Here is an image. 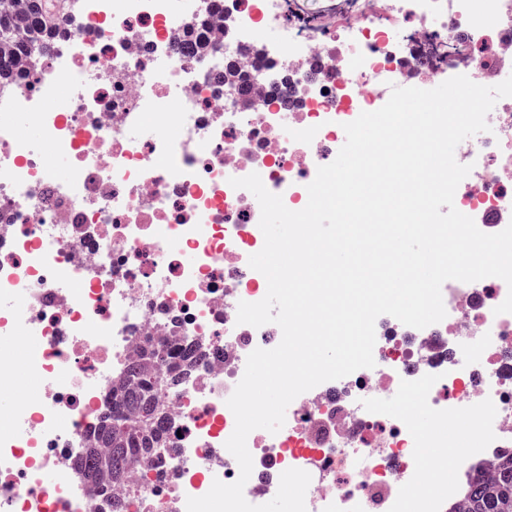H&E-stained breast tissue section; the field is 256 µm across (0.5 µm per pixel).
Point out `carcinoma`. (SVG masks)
<instances>
[{
	"mask_svg": "<svg viewBox=\"0 0 512 512\" xmlns=\"http://www.w3.org/2000/svg\"><path fill=\"white\" fill-rule=\"evenodd\" d=\"M50 0H21V4L0 9V90L10 89L26 59L18 56V46L30 36L43 40V52L78 28L76 0L69 9L51 16ZM145 362L130 369V378L120 386L112 411L103 415L95 442L84 450L79 469L93 484H121L135 458L163 447L168 415L155 393V381L146 364L165 361L163 351L151 339L143 346ZM462 512H512V452L495 464L492 475L479 476L466 487Z\"/></svg>",
	"mask_w": 512,
	"mask_h": 512,
	"instance_id": "1",
	"label": "carcinoma"
}]
</instances>
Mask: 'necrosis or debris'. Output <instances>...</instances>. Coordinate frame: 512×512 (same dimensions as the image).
Returning <instances> with one entry per match:
<instances>
[{
  "instance_id": "1",
  "label": "necrosis or debris",
  "mask_w": 512,
  "mask_h": 512,
  "mask_svg": "<svg viewBox=\"0 0 512 512\" xmlns=\"http://www.w3.org/2000/svg\"><path fill=\"white\" fill-rule=\"evenodd\" d=\"M282 0H78L79 31L0 92V512H186L239 466L226 404L248 355L280 328L237 323L264 298L248 260L264 245L260 205L229 180L258 173L287 208L329 164L343 126L381 108L388 84L444 68L494 86L512 76V0H365L334 41L289 39ZM43 137L25 141L18 116ZM463 147L454 201L492 234L512 222V97ZM66 159L58 179L50 161ZM506 283L442 286L446 317L423 329L383 315L375 366L289 405L277 433H250L245 499L262 504L290 468L311 476L306 512H457L461 483L512 450V313ZM201 347L188 380L158 395L165 447L133 466L136 494L90 491L74 466L145 337ZM27 353L31 374L19 383ZM422 408L433 428L416 427ZM448 445L455 480L424 469ZM61 476L44 487L47 468Z\"/></svg>"
}]
</instances>
